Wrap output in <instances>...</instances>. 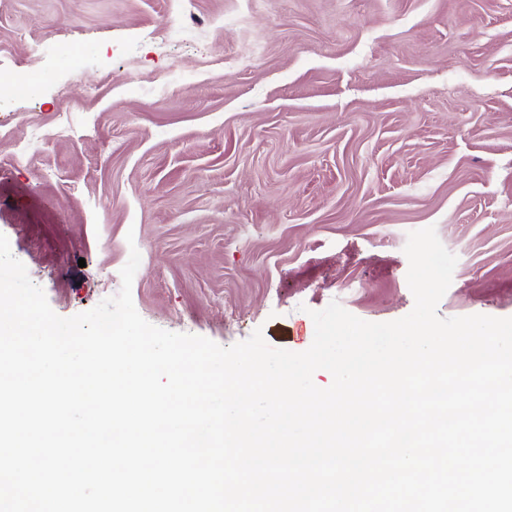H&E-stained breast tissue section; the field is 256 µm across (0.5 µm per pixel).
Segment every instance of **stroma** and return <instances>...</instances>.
Wrapping results in <instances>:
<instances>
[{
    "instance_id": "obj_1",
    "label": "stroma",
    "mask_w": 512,
    "mask_h": 512,
    "mask_svg": "<svg viewBox=\"0 0 512 512\" xmlns=\"http://www.w3.org/2000/svg\"><path fill=\"white\" fill-rule=\"evenodd\" d=\"M0 234L53 311L121 287L228 347L311 312L409 314L403 252L458 258L437 312L512 317V0H0Z\"/></svg>"
}]
</instances>
